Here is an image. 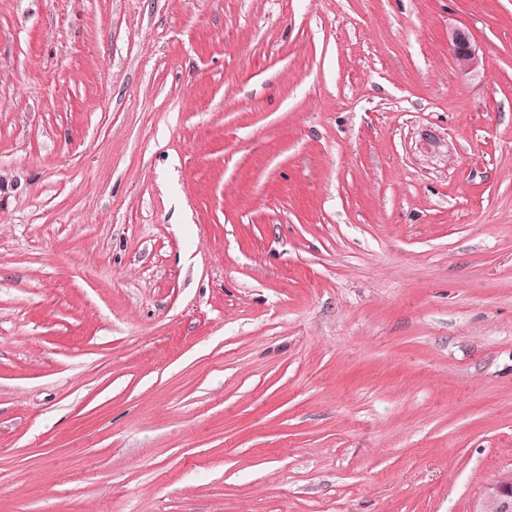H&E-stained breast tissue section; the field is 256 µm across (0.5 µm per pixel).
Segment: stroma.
<instances>
[{
  "instance_id": "stroma-1",
  "label": "stroma",
  "mask_w": 512,
  "mask_h": 512,
  "mask_svg": "<svg viewBox=\"0 0 512 512\" xmlns=\"http://www.w3.org/2000/svg\"><path fill=\"white\" fill-rule=\"evenodd\" d=\"M507 470L512 0H0V512ZM448 48L454 58L457 72L461 76L481 73L484 67L483 50L467 29L449 26Z\"/></svg>"
}]
</instances>
